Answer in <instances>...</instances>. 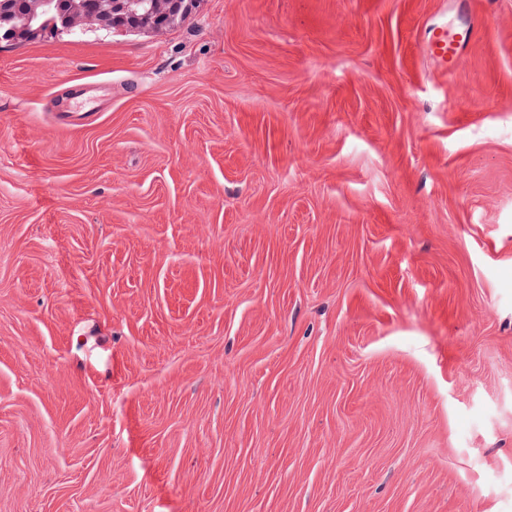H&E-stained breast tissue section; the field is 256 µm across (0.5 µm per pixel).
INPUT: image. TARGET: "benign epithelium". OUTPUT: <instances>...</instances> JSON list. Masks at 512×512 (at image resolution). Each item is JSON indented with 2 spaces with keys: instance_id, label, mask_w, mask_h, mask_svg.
<instances>
[{
  "instance_id": "7a95c632",
  "label": "benign epithelium",
  "mask_w": 512,
  "mask_h": 512,
  "mask_svg": "<svg viewBox=\"0 0 512 512\" xmlns=\"http://www.w3.org/2000/svg\"><path fill=\"white\" fill-rule=\"evenodd\" d=\"M44 2L46 0H30L25 15L18 18L14 38L33 39L42 33V28L32 26L31 22L35 9ZM177 4L178 0H70L59 32L115 28L159 33L175 18Z\"/></svg>"
}]
</instances>
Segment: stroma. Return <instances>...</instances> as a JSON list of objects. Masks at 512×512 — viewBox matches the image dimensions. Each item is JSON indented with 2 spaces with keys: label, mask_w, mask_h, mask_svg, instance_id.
Masks as SVG:
<instances>
[{
  "label": "stroma",
  "mask_w": 512,
  "mask_h": 512,
  "mask_svg": "<svg viewBox=\"0 0 512 512\" xmlns=\"http://www.w3.org/2000/svg\"><path fill=\"white\" fill-rule=\"evenodd\" d=\"M471 8L451 72L455 0L0 42V512H512V0ZM423 38L429 57L442 67L453 69L459 63L463 46L472 38V29L467 26L453 34L448 28L437 27L425 30Z\"/></svg>",
  "instance_id": "1"
}]
</instances>
